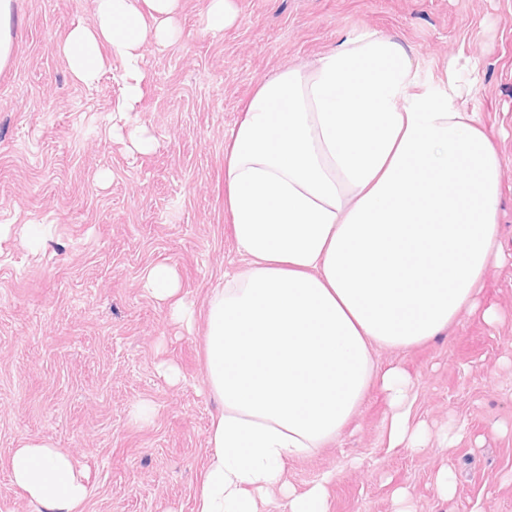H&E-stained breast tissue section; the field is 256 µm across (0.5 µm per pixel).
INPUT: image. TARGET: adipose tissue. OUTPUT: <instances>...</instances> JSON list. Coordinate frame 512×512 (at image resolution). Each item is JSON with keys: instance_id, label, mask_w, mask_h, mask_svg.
I'll list each match as a JSON object with an SVG mask.
<instances>
[{"instance_id": "ef3b65f1", "label": "adipose tissue", "mask_w": 512, "mask_h": 512, "mask_svg": "<svg viewBox=\"0 0 512 512\" xmlns=\"http://www.w3.org/2000/svg\"><path fill=\"white\" fill-rule=\"evenodd\" d=\"M182 0H93L94 22L57 49L72 78L110 72L112 108L140 151L153 145L132 117L147 74L146 41L178 35ZM412 50L368 31L262 83L224 150V208L246 268L208 304L204 362L223 410L195 512H328L324 483L289 486V462L338 444L371 387L387 395L391 448H422L404 369H378L379 347L428 342L478 310L501 254L500 159L456 93L417 88ZM144 288L191 325L173 268ZM7 468L36 512H81L89 491L72 455L48 441L12 449Z\"/></svg>"}]
</instances>
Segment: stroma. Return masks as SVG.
Listing matches in <instances>:
<instances>
[{
  "mask_svg": "<svg viewBox=\"0 0 512 512\" xmlns=\"http://www.w3.org/2000/svg\"><path fill=\"white\" fill-rule=\"evenodd\" d=\"M237 18L205 31L206 0H182L179 37L148 42V83L135 118L154 139L129 154L113 140L120 88L70 76L57 43L91 23L92 0H18L13 60L0 72V225L49 224L44 247L0 243V512H32L6 461L24 439L69 450L89 476L83 512H194L218 411L202 343L206 308L225 274L244 270L224 210V147L256 88L368 30L398 35L419 87L454 80L502 159L497 221L505 258L479 296L501 320L462 314L410 350L382 348L383 366L415 382L426 448L387 447L388 404L372 390L343 441L290 462L305 489L330 472L329 512H512V0H235ZM165 264L193 303L186 331L141 276ZM179 367L169 385L160 363ZM152 419L135 423L139 403ZM461 434L452 448L441 431ZM454 492L443 498L440 470Z\"/></svg>",
  "mask_w": 512,
  "mask_h": 512,
  "instance_id": "stroma-1",
  "label": "stroma"
}]
</instances>
